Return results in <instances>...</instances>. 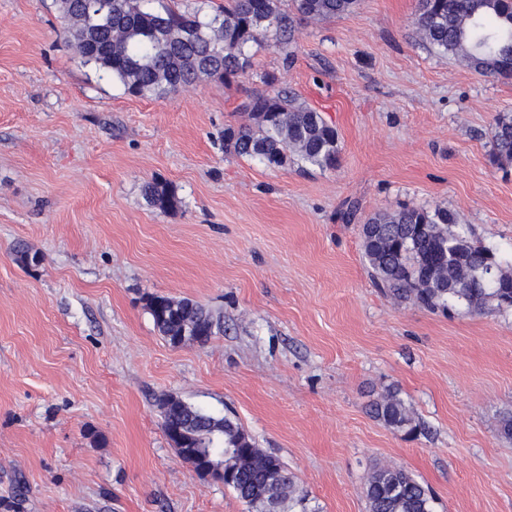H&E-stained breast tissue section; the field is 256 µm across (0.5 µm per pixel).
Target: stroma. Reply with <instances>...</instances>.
Segmentation results:
<instances>
[{
    "label": "stroma",
    "instance_id": "obj_1",
    "mask_svg": "<svg viewBox=\"0 0 512 512\" xmlns=\"http://www.w3.org/2000/svg\"><path fill=\"white\" fill-rule=\"evenodd\" d=\"M417 6L300 21L291 68L262 47L247 73L150 100L84 66L56 0H0V512H246L170 444L167 395L229 416L310 512H365L383 464L436 512H512V310L396 303L361 244L373 214L444 207L512 255V165L490 162L512 79L424 46ZM266 74L335 127L336 169L225 153ZM150 182L179 207L151 208ZM152 296L223 329L171 346ZM392 391L421 432L372 416Z\"/></svg>",
    "mask_w": 512,
    "mask_h": 512
}]
</instances>
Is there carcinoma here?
<instances>
[{"instance_id": "cac0c4a2", "label": "carcinoma", "mask_w": 512, "mask_h": 512, "mask_svg": "<svg viewBox=\"0 0 512 512\" xmlns=\"http://www.w3.org/2000/svg\"><path fill=\"white\" fill-rule=\"evenodd\" d=\"M70 0L62 11L63 32L84 63L109 75L136 97L158 100L208 77L224 80L251 67L252 49L278 48L283 64L294 62L297 19L321 20L353 11L358 0H224V9L205 18L198 11H179L159 0ZM414 26L433 51L465 59L476 70L512 77V0H419ZM265 79L243 109L252 126L224 129V152L284 167L297 160L333 169L339 158L336 129L306 103ZM492 159L512 164V114L500 113L491 125ZM149 205L166 212L179 199L163 183L145 186ZM364 256L377 285L393 299L429 310L483 314L512 308V272L496 251L470 241L454 212L406 207L377 214L361 225ZM147 307L155 327L172 346L204 343L219 322L189 299L151 296ZM164 430L190 424L224 429L207 439L203 452L224 459L232 470L224 487L246 505L247 512H266L258 499L267 487L276 490L274 512H308L307 495L280 459L257 448L253 439L225 416L205 412L180 399L162 401ZM374 417L414 434L421 425L394 393L371 406ZM368 512H434V498L422 483L395 466L379 467L369 476Z\"/></svg>"}]
</instances>
